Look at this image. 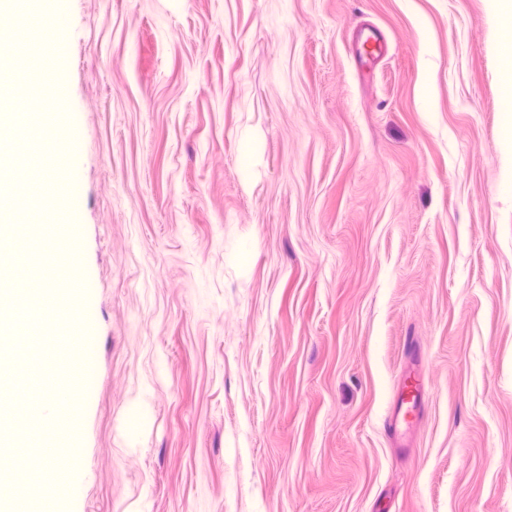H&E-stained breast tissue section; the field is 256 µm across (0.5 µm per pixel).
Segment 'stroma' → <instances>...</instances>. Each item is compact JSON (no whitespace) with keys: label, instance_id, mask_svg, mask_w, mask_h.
Listing matches in <instances>:
<instances>
[{"label":"stroma","instance_id":"35a3bbf8","mask_svg":"<svg viewBox=\"0 0 512 512\" xmlns=\"http://www.w3.org/2000/svg\"><path fill=\"white\" fill-rule=\"evenodd\" d=\"M41 2L0 0L1 99L53 63ZM507 25L495 0H69L65 96L32 86L26 133L0 135V219L54 154L29 257L79 309L25 408L53 432L74 389L70 442L48 460L0 419L31 469L81 459L56 512H512ZM366 28L386 49L361 72ZM73 121L75 181L44 137ZM62 223L69 266L45 258ZM54 334L0 346V393ZM410 336L428 399L403 451L384 417Z\"/></svg>","mask_w":512,"mask_h":512}]
</instances>
